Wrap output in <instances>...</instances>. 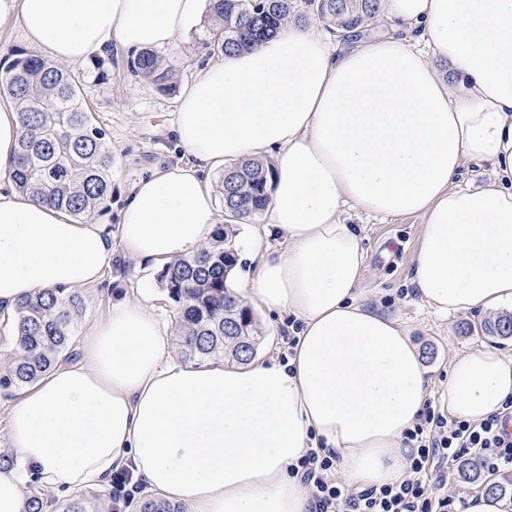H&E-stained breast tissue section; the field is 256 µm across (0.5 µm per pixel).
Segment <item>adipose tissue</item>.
Returning <instances> with one entry per match:
<instances>
[{
	"label": "adipose tissue",
	"mask_w": 512,
	"mask_h": 512,
	"mask_svg": "<svg viewBox=\"0 0 512 512\" xmlns=\"http://www.w3.org/2000/svg\"><path fill=\"white\" fill-rule=\"evenodd\" d=\"M204 2L0 0V20L80 64L114 43L171 46ZM383 17L392 34L350 44L288 25L205 64L175 114L191 164L135 182L115 232L14 189L21 123L0 107L1 311L97 284L118 254L162 264L192 253L219 222L205 172L268 153L264 233L287 246L259 256L244 293L302 322L287 363L187 365L169 356L150 305L115 300L77 362L12 401L0 512H26L31 485L100 489L122 470L187 512H310L292 468L320 445L358 488L403 478L426 369L400 322L360 300L365 249L341 216H422L412 285L436 315L512 308V0H383ZM471 164L489 179H466ZM511 399L512 359L484 348L453 361L452 416L476 423Z\"/></svg>",
	"instance_id": "adipose-tissue-1"
}]
</instances>
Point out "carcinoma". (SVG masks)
Here are the masks:
<instances>
[{
    "label": "carcinoma",
    "instance_id": "1",
    "mask_svg": "<svg viewBox=\"0 0 512 512\" xmlns=\"http://www.w3.org/2000/svg\"><path fill=\"white\" fill-rule=\"evenodd\" d=\"M209 24L201 39L210 56L249 49L289 20L314 18L360 37L382 22V0H208ZM134 76L151 78L160 90L173 89L172 72L151 50L128 62ZM0 96L21 115L22 133L12 179L23 195L66 211L85 223L112 197V149L106 131L94 123L78 80L58 64L11 51L0 75ZM272 165L249 159L224 168V211L237 220L265 211ZM236 230L220 224L210 242L165 264L159 275L169 299L179 306V347L199 362L230 357L248 361L263 332L255 313L234 295L230 275L237 266ZM81 297L67 288L39 292L18 302L11 325L14 346L0 366V388L34 384L58 361L74 356L73 338L83 315ZM512 338V317L487 327ZM139 512H184L182 506L144 497Z\"/></svg>",
    "mask_w": 512,
    "mask_h": 512
}]
</instances>
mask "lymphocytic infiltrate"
Masks as SVG:
<instances>
[{
    "label": "lymphocytic infiltrate",
    "instance_id": "1",
    "mask_svg": "<svg viewBox=\"0 0 512 512\" xmlns=\"http://www.w3.org/2000/svg\"><path fill=\"white\" fill-rule=\"evenodd\" d=\"M507 417H512V401L505 403L502 412L475 424L449 418L438 407L426 405L418 422L405 433L407 475L378 488L353 490L336 478L334 452H308L297 471L310 489L311 512H446L452 502L429 488L427 472L447 468L468 454L491 472L512 465V436L501 430Z\"/></svg>",
    "mask_w": 512,
    "mask_h": 512
}]
</instances>
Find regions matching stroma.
I'll use <instances>...</instances> for the list:
<instances>
[{
	"mask_svg": "<svg viewBox=\"0 0 512 512\" xmlns=\"http://www.w3.org/2000/svg\"><path fill=\"white\" fill-rule=\"evenodd\" d=\"M207 27L199 22L181 35L176 44L158 49L162 64L171 69L174 90L162 92L148 78L131 76L126 68L128 52L112 45L111 64L74 66L82 77L81 93L97 120L108 134L112 147V197L92 218L93 223L117 227L131 185L140 177L165 166L186 162L173 132V114L180 91L195 77L196 63L202 57L199 41ZM346 223L361 227L366 249L365 266L359 282L361 299L394 315L410 333L428 370V391L438 399L448 382L453 360L482 347L498 349L512 356V339L491 335V314H460L449 318L436 316L416 294L412 284V259L418 247L423 220L418 216H399L381 220L372 216L345 212ZM160 266L138 264L115 258L106 269L103 280L81 289L84 314L80 332H87L104 319L115 298L124 295L146 297L158 317L169 329H176L178 311L163 290ZM256 317L264 333L258 354L266 359L283 360L288 352L286 337L297 325L288 312ZM489 483L507 486V499L512 500V469L500 472L480 471L478 478L465 476L461 463L449 466L437 495H448L454 501H469L485 492Z\"/></svg>",
	"mask_w": 512,
	"mask_h": 512,
	"instance_id": "1",
	"label": "stroma"
}]
</instances>
